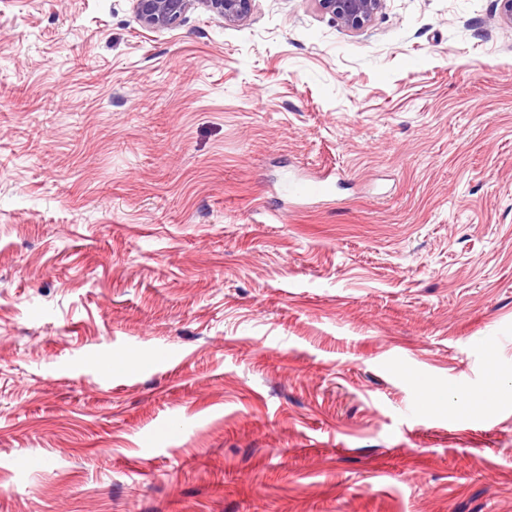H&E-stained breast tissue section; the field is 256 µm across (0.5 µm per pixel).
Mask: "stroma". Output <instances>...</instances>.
<instances>
[{"label":"stroma","mask_w":512,"mask_h":512,"mask_svg":"<svg viewBox=\"0 0 512 512\" xmlns=\"http://www.w3.org/2000/svg\"><path fill=\"white\" fill-rule=\"evenodd\" d=\"M497 15L0 0V512H512ZM137 21L148 30L160 31L180 24L196 5L226 26L239 25L247 19L253 0H133ZM320 10L352 33H364L384 7L385 0H316ZM290 197H317L324 195L328 190V184L323 179L313 180H289L286 186Z\"/></svg>","instance_id":"1"}]
</instances>
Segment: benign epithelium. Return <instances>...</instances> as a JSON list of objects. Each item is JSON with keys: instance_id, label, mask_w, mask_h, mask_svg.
I'll list each match as a JSON object with an SVG mask.
<instances>
[{"instance_id": "7a95c632", "label": "benign epithelium", "mask_w": 512, "mask_h": 512, "mask_svg": "<svg viewBox=\"0 0 512 512\" xmlns=\"http://www.w3.org/2000/svg\"><path fill=\"white\" fill-rule=\"evenodd\" d=\"M253 0H133L137 21L146 29L160 31L180 24L186 14L201 5L226 26L247 19ZM320 10L352 33L367 31L380 14L385 0H317Z\"/></svg>"}]
</instances>
